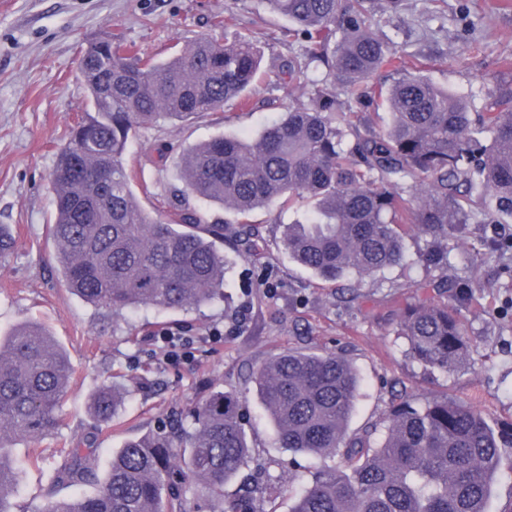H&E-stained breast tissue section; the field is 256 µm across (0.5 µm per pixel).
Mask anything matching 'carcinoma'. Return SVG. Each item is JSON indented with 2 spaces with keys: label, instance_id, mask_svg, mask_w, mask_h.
<instances>
[{
  "label": "carcinoma",
  "instance_id": "obj_1",
  "mask_svg": "<svg viewBox=\"0 0 512 512\" xmlns=\"http://www.w3.org/2000/svg\"><path fill=\"white\" fill-rule=\"evenodd\" d=\"M305 41L309 70L303 97L255 136H217L191 146L181 161L179 196L215 203L244 218L261 207L291 208L307 198L305 221L285 227L288 258L315 277L336 282L373 276L405 261V236L415 228L448 236L468 223L476 206L487 221L512 215V92L494 93L472 118L468 102L408 65L373 26L375 7L399 15L404 0H264ZM261 52L244 35L224 42L202 36L164 61L132 51L119 34L87 46L81 74L90 109L68 127L52 173L55 215L48 233L72 294L120 312L199 307L223 292L230 262L220 245L224 225L179 202L163 214L139 204L126 153L140 128L243 105L255 83ZM387 71L389 83L378 76ZM345 88L361 112L389 113L385 128L362 136L347 114ZM490 134V143L471 135ZM421 182L422 202L394 180ZM470 284L442 285L447 299L406 307L396 333L408 353L448 375L471 345L459 317ZM72 367L41 324L16 326L0 337V512L19 486L13 440L35 439L59 425ZM249 380L278 443L319 457L343 450L346 468H326L303 487L292 512H486L502 449L512 431H496L470 403L432 395L403 399L376 440L372 427L349 434L361 377L335 353L287 350L254 367ZM123 395L96 391L90 413L112 420ZM193 430L176 428L129 441L112 457L92 495L50 500L43 512H191L193 484L208 493L213 512L250 448L236 394L208 393L191 412ZM65 464L51 486H77L92 476L79 448H61Z\"/></svg>",
  "mask_w": 512,
  "mask_h": 512
}]
</instances>
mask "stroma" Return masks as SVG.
Masks as SVG:
<instances>
[{"label":"stroma","instance_id":"35a3bbf8","mask_svg":"<svg viewBox=\"0 0 512 512\" xmlns=\"http://www.w3.org/2000/svg\"><path fill=\"white\" fill-rule=\"evenodd\" d=\"M217 16L226 20L225 29L213 28ZM374 23L472 111H484L491 91L512 89V0H406L400 17L379 12ZM288 28V20L261 0H0V226L18 241L14 252L0 257V332L28 320L42 324L74 370L59 427L12 450L20 490L11 512H42L48 499L72 495L70 487L48 485L52 469L64 462L58 448L88 450L93 476L81 490L92 494L125 441L169 429L211 388L240 399L252 458L239 476L263 487L258 512H291L301 486L340 459L294 453L277 443L248 371L289 349L333 352L357 369L362 384L349 433L386 418L405 395L446 394L484 412L494 428L512 427V251L491 244L493 235H512L507 215L495 226L473 215L463 234L439 240L410 233L402 265L325 282L292 263L281 242L284 223L303 218L308 201L283 214L258 209L244 221L211 205L210 216L224 221L223 248L232 261L222 298L197 310L139 307L115 314L66 289L48 234L51 175L67 126L90 106L79 69L87 45L112 31L161 60L201 35L239 32L264 50L248 109L228 106L162 121L140 129L132 141L127 163L137 174V198L146 210H166L181 186L185 148L218 135L258 134L284 112L293 85L283 68L303 49ZM249 224L256 233L251 249L244 243ZM431 247L445 260L428 268L421 256ZM445 279L471 285L462 307L471 351L448 376L413 360L395 333L407 303L435 297L420 290V282ZM162 327L191 339V359L167 360L165 345L153 339ZM105 384L118 387L124 401L112 422L100 425L88 401Z\"/></svg>","mask_w":512,"mask_h":512}]
</instances>
